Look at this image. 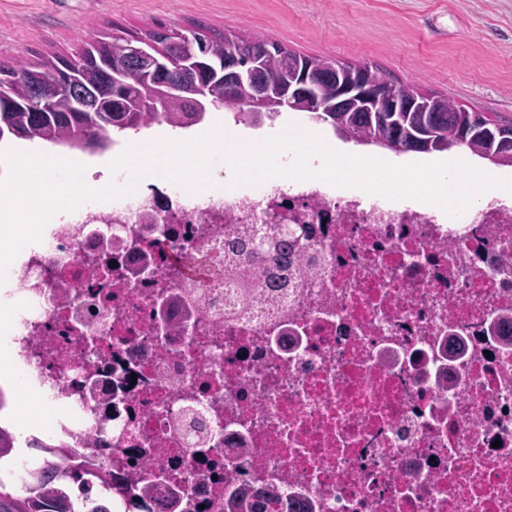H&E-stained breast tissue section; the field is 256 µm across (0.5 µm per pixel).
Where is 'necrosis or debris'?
<instances>
[{"label":"necrosis or debris","instance_id":"necrosis-or-debris-1","mask_svg":"<svg viewBox=\"0 0 512 512\" xmlns=\"http://www.w3.org/2000/svg\"><path fill=\"white\" fill-rule=\"evenodd\" d=\"M289 245L225 270L267 213ZM154 254L140 275L128 243ZM116 258L97 276L102 254ZM46 441L154 512H512V198L461 217L322 180L190 194L164 181L62 212L0 286ZM275 501L272 498L252 499L244 493L229 499L223 512H274Z\"/></svg>","mask_w":512,"mask_h":512}]
</instances>
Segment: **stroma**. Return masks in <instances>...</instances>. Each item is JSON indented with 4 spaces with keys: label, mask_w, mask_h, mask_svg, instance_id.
<instances>
[{
    "label": "stroma",
    "mask_w": 512,
    "mask_h": 512,
    "mask_svg": "<svg viewBox=\"0 0 512 512\" xmlns=\"http://www.w3.org/2000/svg\"><path fill=\"white\" fill-rule=\"evenodd\" d=\"M158 23L245 28L299 53L367 62L512 123V0H0V65Z\"/></svg>",
    "instance_id": "obj_1"
}]
</instances>
